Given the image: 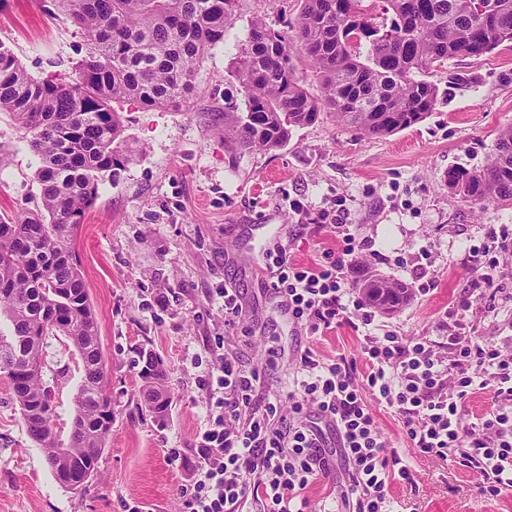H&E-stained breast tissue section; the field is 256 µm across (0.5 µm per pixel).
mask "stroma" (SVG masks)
<instances>
[{
	"label": "stroma",
	"mask_w": 512,
	"mask_h": 512,
	"mask_svg": "<svg viewBox=\"0 0 512 512\" xmlns=\"http://www.w3.org/2000/svg\"><path fill=\"white\" fill-rule=\"evenodd\" d=\"M302 0H241L225 41L200 72L201 90L179 111L123 105L125 135L139 149L116 182H104L79 229L76 252L97 315L112 395V433L84 492L61 488L27 434L7 384L0 380V512H125L136 502L147 512H178L180 491L200 460L197 437L209 424L202 385L212 354L245 368L266 364L267 339L282 338L285 353L266 384L279 397L305 349L337 354L365 370L367 328L345 324L323 336L284 320L262 291L253 269L249 228L278 211L272 255L286 245L298 261L321 262L335 236L313 222L321 208L342 205L357 238L374 253L351 278L367 271L410 282L414 265L430 270L428 294L376 319L409 339L445 342L453 304L471 338L512 356V253L478 297L468 291L475 272L468 249L490 231L512 226V206L475 205L451 193L449 169H475L494 156L499 129L512 124V47L474 58L459 55L433 75L438 102L423 121L384 138H369L322 110L317 122L293 129L286 147L233 156L224 149V97L239 95L232 62L251 20L294 26ZM0 42L38 79L73 74L85 52L80 32L51 0H0ZM38 159L24 133L0 112V214L35 210ZM307 213H295L290 201ZM249 304L251 331L224 327L212 304L224 283ZM47 360L65 366L52 396L61 431L71 423V397L81 362L65 338L54 339ZM142 350L163 361L172 397L158 424L145 410L137 363ZM384 444L408 455L412 484L392 488L396 512H512V492L477 493L474 470L414 456L393 413L374 406Z\"/></svg>",
	"instance_id": "1"
}]
</instances>
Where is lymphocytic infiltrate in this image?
I'll use <instances>...</instances> for the list:
<instances>
[{
	"instance_id": "1",
	"label": "lymphocytic infiltrate",
	"mask_w": 512,
	"mask_h": 512,
	"mask_svg": "<svg viewBox=\"0 0 512 512\" xmlns=\"http://www.w3.org/2000/svg\"><path fill=\"white\" fill-rule=\"evenodd\" d=\"M335 233L338 250L322 263L293 260L280 246L270 282L285 298L288 315L307 335L320 336L348 321L358 310L363 325L378 311L354 299L348 273L367 244L344 221L342 210L317 214ZM512 246V233L500 230L472 249L475 286L493 284V249ZM451 354L442 357L428 339L410 340L393 332L367 339L365 372L345 356L323 358L304 350L292 373L287 397L291 414L278 418L279 406L264 393L259 371L244 369L219 355L205 385L211 407L199 436L201 461L180 492L179 512H309L308 486L343 465L339 493L347 512H394L391 482L412 483L407 456L381 441L373 405L392 410L416 455L475 469L481 493L497 497L512 490V359L486 344L466 343L460 330L449 333ZM495 384L498 405L480 422L462 421V403L473 390ZM316 404L318 421L305 414Z\"/></svg>"
}]
</instances>
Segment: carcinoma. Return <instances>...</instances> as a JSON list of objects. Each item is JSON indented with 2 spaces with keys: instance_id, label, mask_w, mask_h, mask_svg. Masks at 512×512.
<instances>
[{
  "instance_id": "carcinoma-1",
  "label": "carcinoma",
  "mask_w": 512,
  "mask_h": 512,
  "mask_svg": "<svg viewBox=\"0 0 512 512\" xmlns=\"http://www.w3.org/2000/svg\"><path fill=\"white\" fill-rule=\"evenodd\" d=\"M381 3V20L373 9ZM239 0H53L82 33L86 52L68 79L32 78L0 42V112L27 133L39 159L40 205L0 214V378L55 481L78 490L93 476L112 431V398L99 326L76 256L81 218L102 182L114 181L134 150L117 104L180 110L199 92L201 67L224 43ZM512 43V0H304L294 35L251 22L234 76L244 106L224 99V147L234 155L285 147L292 129L330 109L363 136L383 138L434 109L435 68L458 55L482 57ZM303 53L321 84L311 94L292 57ZM448 188L474 204L512 205V125L481 169L448 170ZM366 302L394 312L408 284L362 280ZM64 336L82 362L62 436L48 382V339ZM144 405L162 424L172 405L162 360L139 353Z\"/></svg>"
}]
</instances>
